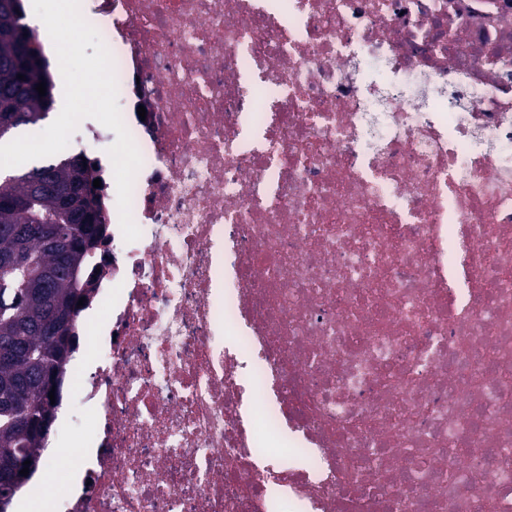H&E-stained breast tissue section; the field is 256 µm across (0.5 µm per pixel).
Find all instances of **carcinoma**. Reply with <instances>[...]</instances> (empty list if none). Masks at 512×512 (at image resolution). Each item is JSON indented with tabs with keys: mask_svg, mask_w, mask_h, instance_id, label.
I'll return each mask as SVG.
<instances>
[{
	"mask_svg": "<svg viewBox=\"0 0 512 512\" xmlns=\"http://www.w3.org/2000/svg\"><path fill=\"white\" fill-rule=\"evenodd\" d=\"M21 0H0V24L17 33L14 45L0 42V94L12 99V111L0 112V145L14 131L46 118L53 104V80L37 32L23 23ZM24 75L20 80L17 75ZM46 83V95L36 86ZM33 170L0 173V258L28 267L31 278L45 279L47 303L25 295L16 273L0 267V461L12 465L16 488L23 462L41 456L49 432L37 428L43 406L54 411L49 374L65 375L76 347L78 301L90 291L89 271L97 251L90 250L93 230L102 223L101 199L95 196L96 167L78 155Z\"/></svg>",
	"mask_w": 512,
	"mask_h": 512,
	"instance_id": "1",
	"label": "carcinoma"
}]
</instances>
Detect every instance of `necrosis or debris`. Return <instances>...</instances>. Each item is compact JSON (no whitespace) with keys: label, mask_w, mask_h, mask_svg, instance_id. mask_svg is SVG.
I'll return each mask as SVG.
<instances>
[{"label":"necrosis or debris","mask_w":512,"mask_h":512,"mask_svg":"<svg viewBox=\"0 0 512 512\" xmlns=\"http://www.w3.org/2000/svg\"><path fill=\"white\" fill-rule=\"evenodd\" d=\"M91 2L141 236L48 512H512V0Z\"/></svg>","instance_id":"1"}]
</instances>
